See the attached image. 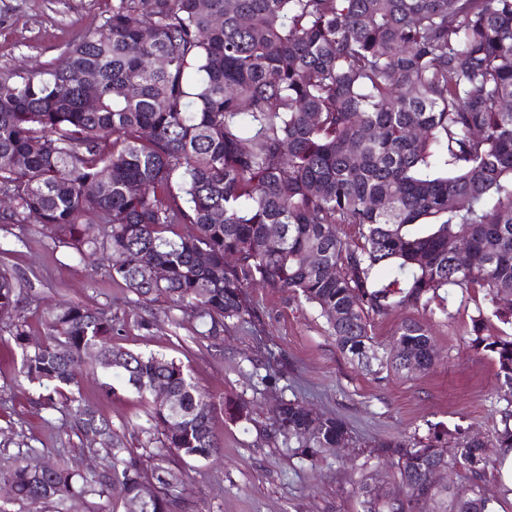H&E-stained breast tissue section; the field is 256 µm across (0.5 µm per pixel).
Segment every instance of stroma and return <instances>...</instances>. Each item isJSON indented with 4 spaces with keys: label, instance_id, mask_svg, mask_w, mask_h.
<instances>
[{
    "label": "stroma",
    "instance_id": "obj_1",
    "mask_svg": "<svg viewBox=\"0 0 512 512\" xmlns=\"http://www.w3.org/2000/svg\"><path fill=\"white\" fill-rule=\"evenodd\" d=\"M111 8L112 0H0V67L52 61L100 25ZM1 265L23 284L30 342L43 340L40 315L51 305L72 301L107 309L122 325L118 344L172 358L191 370L202 390L247 404L246 420L216 414L223 457L185 468L183 512H360L358 481L396 488L394 471L374 456V448L426 431L431 423L462 425L485 436L502 425L507 388L491 357L474 353L467 343L471 319L483 302L478 291L465 292L450 319L431 323L435 364L407 375L348 360L314 307L267 288L250 291L256 325L228 326L217 345L197 343L191 323L168 322V303L137 304L123 282L76 261L71 249L53 245L34 219L0 223ZM150 316L157 317V326L141 329L139 319ZM19 368V352L0 341V454H15L24 442L65 449L66 463L76 470L103 466V459L79 453L78 438L64 431L60 413L39 405L38 390L23 381ZM105 381L102 373L88 375L80 389L83 400L111 420L126 447L146 445L144 402L122 385L107 392ZM288 401L341 419L348 446L322 448L308 457L272 439V412Z\"/></svg>",
    "mask_w": 512,
    "mask_h": 512
}]
</instances>
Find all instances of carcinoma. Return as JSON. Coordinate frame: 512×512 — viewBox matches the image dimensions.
<instances>
[{
	"instance_id": "1",
	"label": "carcinoma",
	"mask_w": 512,
	"mask_h": 512,
	"mask_svg": "<svg viewBox=\"0 0 512 512\" xmlns=\"http://www.w3.org/2000/svg\"><path fill=\"white\" fill-rule=\"evenodd\" d=\"M0 195L12 200L1 221L35 215L79 262L106 256L110 278L171 303L172 323L192 322L199 340L252 322L249 289L269 288L313 305L346 357L425 371L429 322L404 320L381 348L371 321L395 309L446 320L457 290L478 289L468 345L512 392V333H487L494 319L512 326V0H112L53 61L0 67ZM157 267L162 277L145 275ZM20 294L1 268L0 336L41 406H62L80 451L109 465L39 471L25 465L39 450L20 448L0 465L11 500L65 512L75 498L130 503L153 482L149 512H179L184 482L169 465L220 457L216 406L240 420L247 405L218 404L175 361L115 346L105 309L49 307L32 348ZM90 346L147 401L145 452L76 394ZM158 381L175 407L153 404ZM272 427L307 456L349 439L295 401ZM490 446L512 448V413L493 442L436 424L396 440L382 453L397 489L359 483L362 512H420L448 496L430 480L450 465L470 474L453 512H493L480 495Z\"/></svg>"
}]
</instances>
